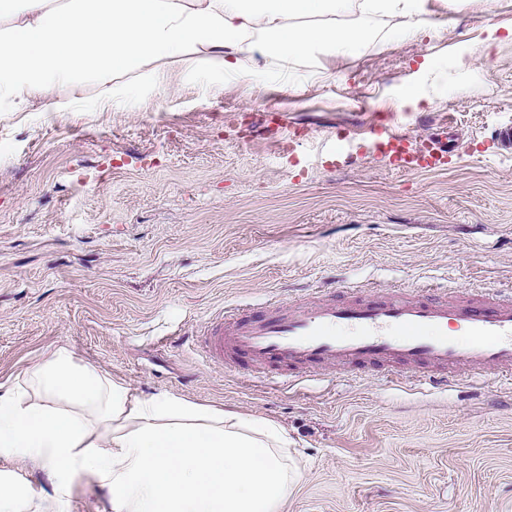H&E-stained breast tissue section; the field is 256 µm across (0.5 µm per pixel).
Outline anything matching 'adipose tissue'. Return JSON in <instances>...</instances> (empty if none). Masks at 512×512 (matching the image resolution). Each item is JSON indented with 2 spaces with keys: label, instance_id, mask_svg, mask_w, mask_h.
Segmentation results:
<instances>
[{
  "label": "adipose tissue",
  "instance_id": "1",
  "mask_svg": "<svg viewBox=\"0 0 512 512\" xmlns=\"http://www.w3.org/2000/svg\"><path fill=\"white\" fill-rule=\"evenodd\" d=\"M353 10L361 24L336 29ZM376 18L402 36L432 23L423 0H0V112L76 111L61 91L89 82L97 109L140 103L175 64L220 83L262 57L290 85V61L355 55L377 39ZM290 445L275 421L138 395L60 347L0 392V457L45 471L54 494L4 473L0 512H61L79 478L106 487L113 512H280L297 481Z\"/></svg>",
  "mask_w": 512,
  "mask_h": 512
}]
</instances>
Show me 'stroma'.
<instances>
[{
    "instance_id": "35a3bbf8",
    "label": "stroma",
    "mask_w": 512,
    "mask_h": 512,
    "mask_svg": "<svg viewBox=\"0 0 512 512\" xmlns=\"http://www.w3.org/2000/svg\"><path fill=\"white\" fill-rule=\"evenodd\" d=\"M431 31L296 65L291 89L205 70L133 108L0 113V384L66 347L138 394L278 422L298 481L282 512H512V385L420 393L330 369L288 389L208 362L192 337L242 302L350 282L512 290V0H427ZM285 126L258 135L261 113ZM384 116L450 142L447 170L358 156L326 168L337 127ZM63 512H113L73 484Z\"/></svg>"
}]
</instances>
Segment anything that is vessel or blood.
<instances>
[{
  "label": "vessel or blood",
  "mask_w": 512,
  "mask_h": 512,
  "mask_svg": "<svg viewBox=\"0 0 512 512\" xmlns=\"http://www.w3.org/2000/svg\"><path fill=\"white\" fill-rule=\"evenodd\" d=\"M367 147L402 173L442 171L455 163L453 147L412 140L377 122ZM350 129L337 128L326 166L353 160ZM200 343L208 360L258 369L288 387L327 367L410 366L422 392L450 383L512 377V296L498 289L467 292L464 299L415 288L345 285L340 296L299 306L234 307L210 317Z\"/></svg>",
  "instance_id": "obj_1"
}]
</instances>
